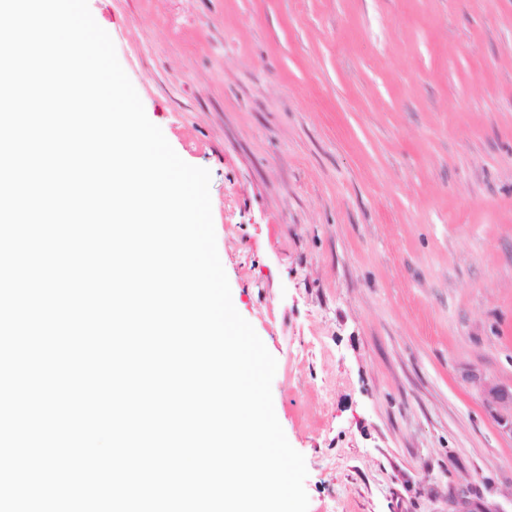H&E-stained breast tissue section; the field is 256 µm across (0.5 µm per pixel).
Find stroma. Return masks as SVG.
I'll return each mask as SVG.
<instances>
[{
  "label": "stroma",
  "instance_id": "stroma-1",
  "mask_svg": "<svg viewBox=\"0 0 512 512\" xmlns=\"http://www.w3.org/2000/svg\"><path fill=\"white\" fill-rule=\"evenodd\" d=\"M209 170L308 512H512V0H88ZM469 379L474 385L482 389L487 400L492 405L506 410L510 416L512 415V390L487 381L477 372L472 373Z\"/></svg>",
  "mask_w": 512,
  "mask_h": 512
}]
</instances>
